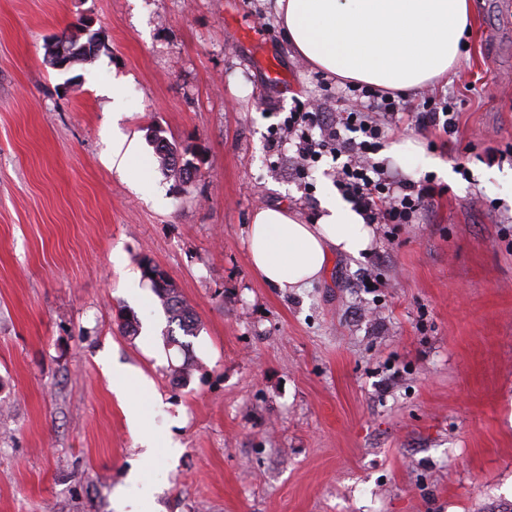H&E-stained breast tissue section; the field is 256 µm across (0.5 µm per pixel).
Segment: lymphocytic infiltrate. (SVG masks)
Returning a JSON list of instances; mask_svg holds the SVG:
<instances>
[{
  "instance_id": "obj_1",
  "label": "lymphocytic infiltrate",
  "mask_w": 512,
  "mask_h": 512,
  "mask_svg": "<svg viewBox=\"0 0 512 512\" xmlns=\"http://www.w3.org/2000/svg\"><path fill=\"white\" fill-rule=\"evenodd\" d=\"M457 120L452 101L429 97L414 109L401 93L349 81L336 95L335 116H328L322 106L299 102L281 130L285 140L295 143L298 179L307 178L322 158H332L337 163V189L365 223L410 224L441 195V188L427 176L407 178L374 156L383 149L387 134L412 127L452 135Z\"/></svg>"
}]
</instances>
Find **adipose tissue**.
I'll list each match as a JSON object with an SVG mask.
<instances>
[{
    "instance_id": "adipose-tissue-1",
    "label": "adipose tissue",
    "mask_w": 512,
    "mask_h": 512,
    "mask_svg": "<svg viewBox=\"0 0 512 512\" xmlns=\"http://www.w3.org/2000/svg\"><path fill=\"white\" fill-rule=\"evenodd\" d=\"M284 34L317 68L345 80L410 93L448 72L473 21L471 0H276ZM315 223L276 204L259 209L246 230L250 266L267 285L306 288L338 255L370 250L374 230L349 206L327 195ZM126 421L139 433L142 459L158 441L144 428L142 405L153 389L139 372L117 379Z\"/></svg>"
}]
</instances>
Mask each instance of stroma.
<instances>
[{"label": "stroma", "mask_w": 512, "mask_h": 512, "mask_svg": "<svg viewBox=\"0 0 512 512\" xmlns=\"http://www.w3.org/2000/svg\"><path fill=\"white\" fill-rule=\"evenodd\" d=\"M502 3L472 0L457 65L408 97L459 112L456 142L403 133L421 152L400 173L448 166L434 207L281 290L254 275L246 226L273 203L314 223L335 192L332 160L298 180L275 131L296 102L334 111L337 82L292 50L275 0H0V512H117L136 463L159 479L155 512H512ZM84 13L105 49L52 69L47 42ZM153 127L194 149L190 185L159 167ZM116 134L138 147V183L112 168ZM146 256L198 315L188 351L164 343L150 281L127 295ZM122 310L153 334L124 335ZM130 367L176 456L140 459L112 390Z\"/></svg>", "instance_id": "1"}]
</instances>
